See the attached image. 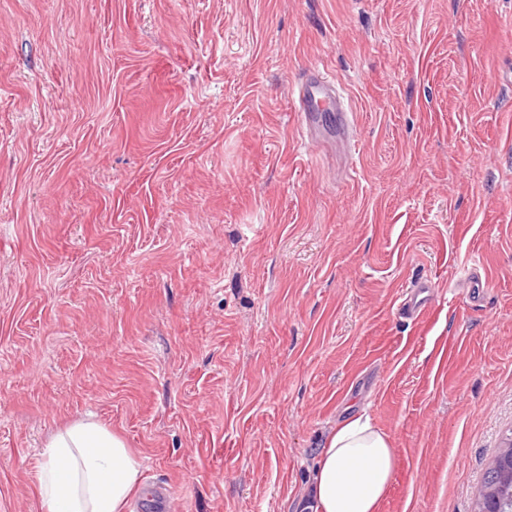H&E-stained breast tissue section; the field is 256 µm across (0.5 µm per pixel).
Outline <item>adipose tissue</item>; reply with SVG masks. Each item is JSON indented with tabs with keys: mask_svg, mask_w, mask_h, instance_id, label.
<instances>
[{
	"mask_svg": "<svg viewBox=\"0 0 512 512\" xmlns=\"http://www.w3.org/2000/svg\"><path fill=\"white\" fill-rule=\"evenodd\" d=\"M36 474L44 512H127L142 461L116 432L80 418L45 444ZM389 436L367 414L336 426L317 461L303 512H377L394 473Z\"/></svg>",
	"mask_w": 512,
	"mask_h": 512,
	"instance_id": "1",
	"label": "adipose tissue"
}]
</instances>
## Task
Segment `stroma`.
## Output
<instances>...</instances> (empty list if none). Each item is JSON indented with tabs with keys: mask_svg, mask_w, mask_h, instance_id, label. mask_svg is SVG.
Masks as SVG:
<instances>
[{
	"mask_svg": "<svg viewBox=\"0 0 512 512\" xmlns=\"http://www.w3.org/2000/svg\"><path fill=\"white\" fill-rule=\"evenodd\" d=\"M315 65L356 153L335 110L304 145ZM363 411L379 512H476L512 432V0H0V512H43L89 413L171 512H297ZM319 103L336 104V107L343 110L335 81L321 68L313 67L309 71V78L298 86L297 96L294 100L298 125L301 131L307 134V141L310 145L318 144V138L313 135V130L316 124V106ZM413 289L398 305L399 315L412 322L420 320L429 308L431 284L425 280L412 285Z\"/></svg>",
	"mask_w": 512,
	"mask_h": 512,
	"instance_id": "1",
	"label": "stroma"
}]
</instances>
